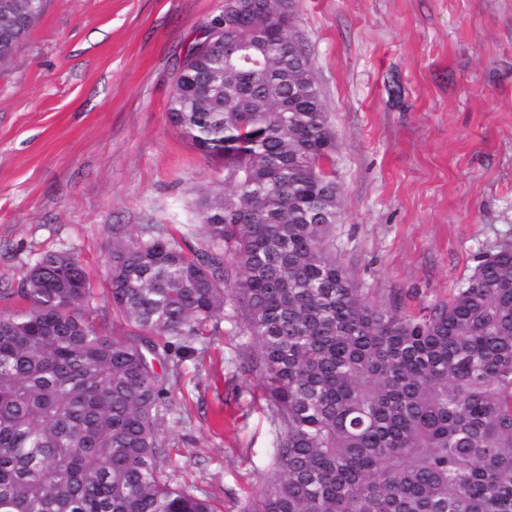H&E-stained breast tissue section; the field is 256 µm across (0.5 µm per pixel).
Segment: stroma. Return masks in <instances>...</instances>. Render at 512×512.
I'll return each instance as SVG.
<instances>
[{"label": "stroma", "mask_w": 512, "mask_h": 512, "mask_svg": "<svg viewBox=\"0 0 512 512\" xmlns=\"http://www.w3.org/2000/svg\"><path fill=\"white\" fill-rule=\"evenodd\" d=\"M224 0H49L0 69V313L25 269L77 253L92 319L124 333L106 291L113 232L155 224L202 241L203 193L225 185L169 120L173 76ZM291 37L336 136V258L369 303L448 300L512 243V0H293ZM219 322L168 371L174 483L241 512L269 480L278 425Z\"/></svg>", "instance_id": "stroma-1"}]
</instances>
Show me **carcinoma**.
Here are the masks:
<instances>
[{"label": "carcinoma", "mask_w": 512, "mask_h": 512, "mask_svg": "<svg viewBox=\"0 0 512 512\" xmlns=\"http://www.w3.org/2000/svg\"><path fill=\"white\" fill-rule=\"evenodd\" d=\"M47 0H0V66ZM292 0H224L189 48L169 117L229 189L199 247L150 227L108 247L134 337L106 336L78 255L24 272L0 314V512H216L165 479V371L243 322L279 432L242 512H512V244L418 317L370 304L337 262L335 133Z\"/></svg>", "instance_id": "carcinoma-1"}]
</instances>
